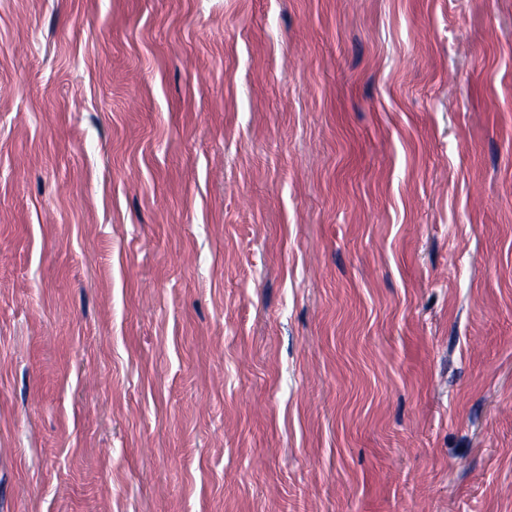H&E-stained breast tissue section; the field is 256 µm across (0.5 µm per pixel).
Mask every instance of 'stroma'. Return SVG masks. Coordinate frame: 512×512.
<instances>
[{
  "mask_svg": "<svg viewBox=\"0 0 512 512\" xmlns=\"http://www.w3.org/2000/svg\"><path fill=\"white\" fill-rule=\"evenodd\" d=\"M0 512H512V0H0Z\"/></svg>",
  "mask_w": 512,
  "mask_h": 512,
  "instance_id": "35a3bbf8",
  "label": "stroma"
}]
</instances>
